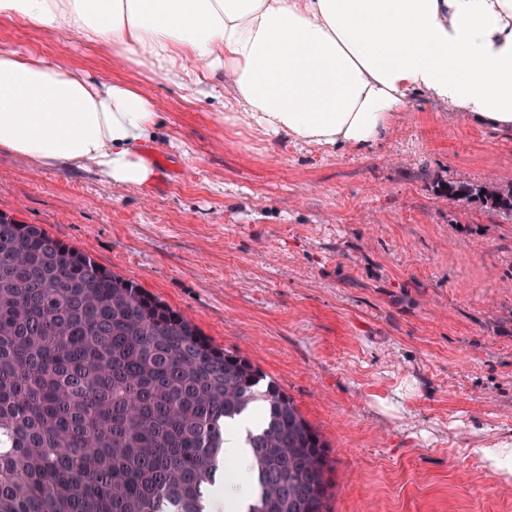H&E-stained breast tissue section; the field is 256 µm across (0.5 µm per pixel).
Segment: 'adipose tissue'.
Segmentation results:
<instances>
[{"label": "adipose tissue", "instance_id": "obj_1", "mask_svg": "<svg viewBox=\"0 0 512 512\" xmlns=\"http://www.w3.org/2000/svg\"><path fill=\"white\" fill-rule=\"evenodd\" d=\"M0 17L175 83L223 75L225 124L304 146L369 150L418 94L512 132V0H0ZM158 121L142 89L0 50V149L139 188Z\"/></svg>", "mask_w": 512, "mask_h": 512}]
</instances>
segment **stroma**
<instances>
[{
  "instance_id": "obj_1",
  "label": "stroma",
  "mask_w": 512,
  "mask_h": 512,
  "mask_svg": "<svg viewBox=\"0 0 512 512\" xmlns=\"http://www.w3.org/2000/svg\"><path fill=\"white\" fill-rule=\"evenodd\" d=\"M0 49L138 86L158 125L141 188L0 149V211L90 254L248 356L329 445L333 512H512L469 453L512 440V218L448 182L512 183V134L412 98L368 152L225 126L102 44L0 18Z\"/></svg>"
}]
</instances>
